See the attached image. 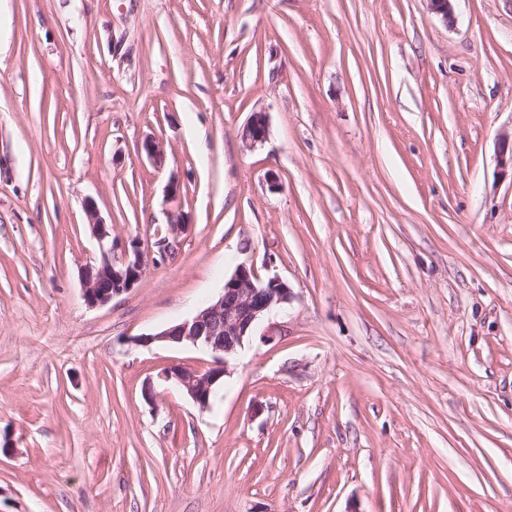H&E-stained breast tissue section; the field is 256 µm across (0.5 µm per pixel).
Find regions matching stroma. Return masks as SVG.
<instances>
[{
    "label": "stroma",
    "instance_id": "stroma-1",
    "mask_svg": "<svg viewBox=\"0 0 512 512\" xmlns=\"http://www.w3.org/2000/svg\"><path fill=\"white\" fill-rule=\"evenodd\" d=\"M451 5L0 0V512H512V0ZM243 261L292 300L202 410L135 339ZM267 136V121L265 112H255L243 127L241 138L246 149H254ZM91 235L99 245V255L82 268L83 297L93 307L104 306L141 280L145 261L136 239L112 238V226L100 216L93 204L86 208Z\"/></svg>",
    "mask_w": 512,
    "mask_h": 512
}]
</instances>
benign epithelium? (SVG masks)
<instances>
[{"label":"benign epithelium","mask_w":512,"mask_h":512,"mask_svg":"<svg viewBox=\"0 0 512 512\" xmlns=\"http://www.w3.org/2000/svg\"><path fill=\"white\" fill-rule=\"evenodd\" d=\"M266 136V113H253L241 133L245 147L255 148ZM86 215L91 235L99 245V255L81 271L83 297L93 308L134 288L142 278L145 261L139 242L112 237V225L105 222L94 205L87 206ZM184 228L177 221L170 225V235L157 242L160 257L174 254L177 237ZM290 301L288 283L277 276L263 280L253 265L241 262L224 280V291L215 301L158 333L136 337L135 342L143 346L190 344L210 354L212 361L203 371L176 364L161 372L163 381L178 387L196 406L205 409L215 388L231 373L238 350L253 336L260 320L273 310L285 308Z\"/></svg>","instance_id":"benign-epithelium-1"}]
</instances>
